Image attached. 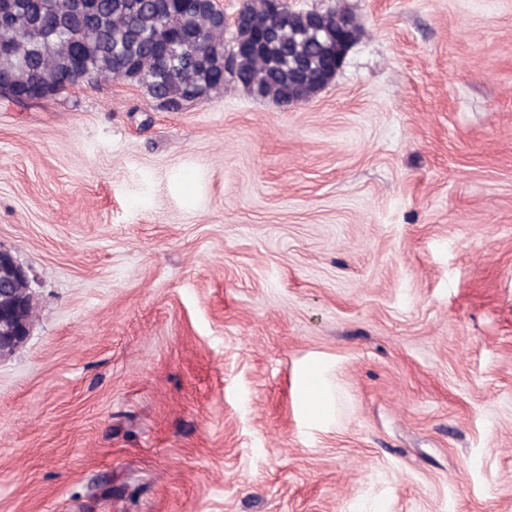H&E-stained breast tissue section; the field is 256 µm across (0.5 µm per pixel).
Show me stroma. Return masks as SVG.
<instances>
[{
	"label": "stroma",
	"instance_id": "obj_1",
	"mask_svg": "<svg viewBox=\"0 0 512 512\" xmlns=\"http://www.w3.org/2000/svg\"><path fill=\"white\" fill-rule=\"evenodd\" d=\"M288 5L308 102L0 101V512H512V0ZM1 267L4 269L5 279L0 282V292L5 294L13 293V286L16 282L28 284L30 288L31 280L26 270L10 251L0 249V275ZM303 407L314 420L322 418L330 408V398L315 369H306L301 378Z\"/></svg>",
	"mask_w": 512,
	"mask_h": 512
}]
</instances>
